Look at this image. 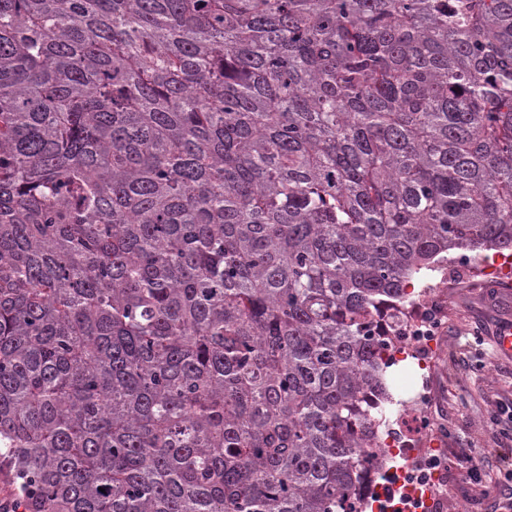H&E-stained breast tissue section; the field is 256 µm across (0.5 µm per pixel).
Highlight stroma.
Here are the masks:
<instances>
[{"mask_svg": "<svg viewBox=\"0 0 512 512\" xmlns=\"http://www.w3.org/2000/svg\"><path fill=\"white\" fill-rule=\"evenodd\" d=\"M431 300L446 325L434 338L438 352L424 369L412 356L394 365L391 393L399 399L429 382L428 447L452 460L468 450L484 461L488 478L482 486L449 469L444 512H512V499L503 498L496 487L506 464H512V442L499 435L491 420L497 405L512 404V356H502L496 347L498 331L512 325V286L473 280L432 293Z\"/></svg>", "mask_w": 512, "mask_h": 512, "instance_id": "obj_1", "label": "stroma"}]
</instances>
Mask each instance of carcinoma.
Returning a JSON list of instances; mask_svg holds the SVG:
<instances>
[{"instance_id":"1","label":"carcinoma","mask_w":512,"mask_h":512,"mask_svg":"<svg viewBox=\"0 0 512 512\" xmlns=\"http://www.w3.org/2000/svg\"><path fill=\"white\" fill-rule=\"evenodd\" d=\"M512 253V0H0L21 512H363L408 284Z\"/></svg>"}]
</instances>
